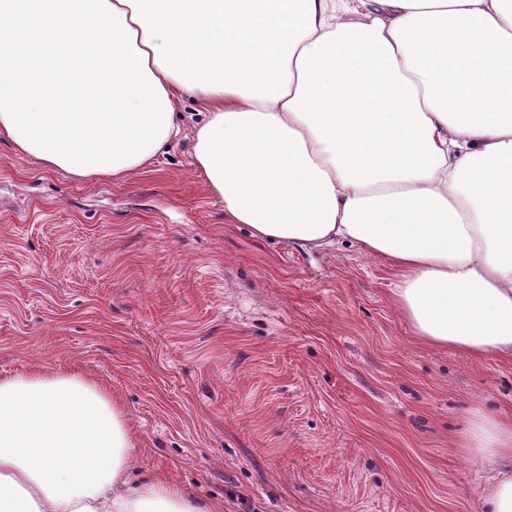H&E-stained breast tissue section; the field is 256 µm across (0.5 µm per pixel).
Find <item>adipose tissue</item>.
<instances>
[{
  "label": "adipose tissue",
  "instance_id": "obj_1",
  "mask_svg": "<svg viewBox=\"0 0 512 512\" xmlns=\"http://www.w3.org/2000/svg\"><path fill=\"white\" fill-rule=\"evenodd\" d=\"M196 99L194 166L261 241L358 247L422 344L512 358V0H0V137L76 181L140 170ZM512 512V419L461 443ZM109 392L0 377V512H217L131 483Z\"/></svg>",
  "mask_w": 512,
  "mask_h": 512
}]
</instances>
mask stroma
<instances>
[{
	"instance_id": "1",
	"label": "stroma",
	"mask_w": 512,
	"mask_h": 512,
	"mask_svg": "<svg viewBox=\"0 0 512 512\" xmlns=\"http://www.w3.org/2000/svg\"><path fill=\"white\" fill-rule=\"evenodd\" d=\"M181 138L120 181L46 171L0 137V375L75 368L149 471L221 512H482L460 442L512 416V360L417 342L393 270L356 247L227 223Z\"/></svg>"
}]
</instances>
